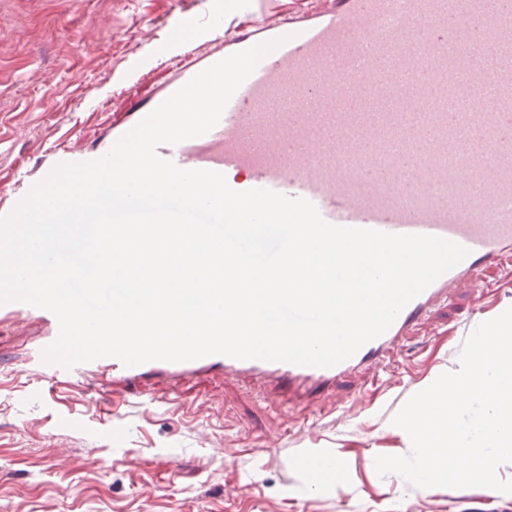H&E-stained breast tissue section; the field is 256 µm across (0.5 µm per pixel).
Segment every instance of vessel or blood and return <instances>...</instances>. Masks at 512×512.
<instances>
[{"mask_svg":"<svg viewBox=\"0 0 512 512\" xmlns=\"http://www.w3.org/2000/svg\"><path fill=\"white\" fill-rule=\"evenodd\" d=\"M277 41L206 134L161 145L184 169L222 173L230 188H265L315 205L329 223L430 235L467 256L413 299L381 336L332 367L211 355L128 367L103 357L66 369L44 362L56 317L22 302L0 305V323L46 326L30 353L47 381L122 390L178 386L210 371L318 393L376 374L414 327L454 289L512 256V0H331L315 14L254 29L225 28L204 52L127 120L121 138L196 74L250 47Z\"/></svg>","mask_w":512,"mask_h":512,"instance_id":"b4317fda","label":"vessel or blood"}]
</instances>
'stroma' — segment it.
Returning <instances> with one entry per match:
<instances>
[{
  "label": "stroma",
  "instance_id": "stroma-1",
  "mask_svg": "<svg viewBox=\"0 0 512 512\" xmlns=\"http://www.w3.org/2000/svg\"><path fill=\"white\" fill-rule=\"evenodd\" d=\"M328 0H0V192L43 179L54 147L112 146V129L175 73L185 46L208 49L205 15L225 26L274 24ZM463 287L386 362L360 381L306 398L269 394L246 376L186 381L180 408L155 390L102 394L78 383L48 389L29 371L46 332L0 326V512H512V493L419 488L379 455H405L392 420L430 381L457 370L464 341L512 307V258ZM338 462L313 484L303 461Z\"/></svg>",
  "mask_w": 512,
  "mask_h": 512
}]
</instances>
